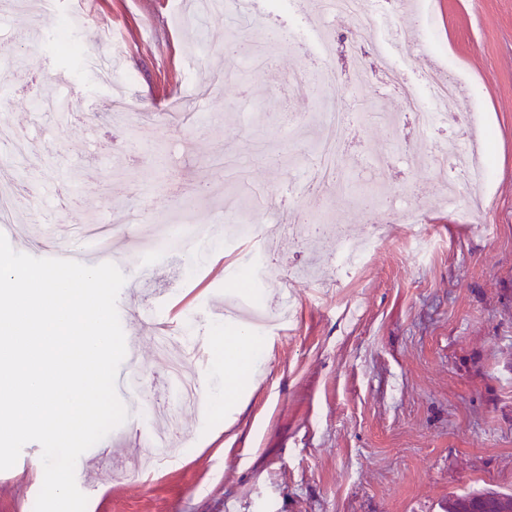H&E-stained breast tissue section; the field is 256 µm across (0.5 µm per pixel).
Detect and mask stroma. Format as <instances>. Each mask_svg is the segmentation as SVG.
Masks as SVG:
<instances>
[{"mask_svg":"<svg viewBox=\"0 0 512 512\" xmlns=\"http://www.w3.org/2000/svg\"><path fill=\"white\" fill-rule=\"evenodd\" d=\"M173 0H56V13L0 12V99L30 144L0 166L26 207L40 210L12 248L36 255L65 242L64 228L118 225L112 257L126 277L117 309L139 344V389L164 410L181 450L133 474L155 418L140 413L84 452L76 474L87 512H443L449 497L512 493V0H400L375 12L369 34L293 0L270 9L263 30L291 35L268 59L242 66L222 40L227 17L175 18ZM107 21L125 54L114 88L88 96L83 74L59 51L29 41L33 28ZM421 33L424 57L392 44L388 30ZM334 73L326 92L295 90L313 63ZM432 67L459 81L441 114L421 82ZM225 71L221 90L198 99L197 121L167 111L188 82ZM126 93L122 121L107 111ZM436 114L431 133L405 118L407 98ZM349 108L338 191L306 187L319 156L325 100ZM488 140V179L462 187L459 207L491 225L462 222L441 197L433 160L441 144ZM310 223L343 225L366 239L384 224L356 271H333L330 252L309 251L275 223L279 200ZM431 227L418 249L403 242L412 219ZM155 224L198 225L157 248L137 242ZM270 278L247 276L248 267ZM290 319L255 327L265 348L253 380L225 392V349L237 329L224 304ZM168 322L184 373L203 374L204 412L175 409L153 324ZM39 444L0 471V512H33Z\"/></svg>","mask_w":512,"mask_h":512,"instance_id":"stroma-1","label":"stroma"}]
</instances>
